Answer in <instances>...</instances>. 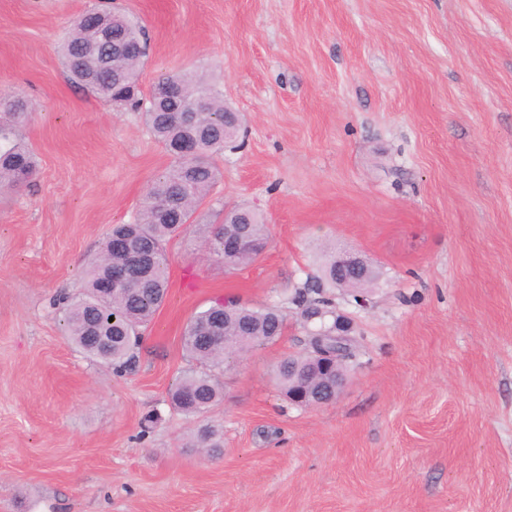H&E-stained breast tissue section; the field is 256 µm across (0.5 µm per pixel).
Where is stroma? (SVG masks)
<instances>
[{
    "label": "stroma",
    "mask_w": 512,
    "mask_h": 512,
    "mask_svg": "<svg viewBox=\"0 0 512 512\" xmlns=\"http://www.w3.org/2000/svg\"><path fill=\"white\" fill-rule=\"evenodd\" d=\"M90 9L144 27L141 92L216 78L244 130L199 212L269 229L235 270L202 234L171 239L121 376L53 301L171 159L141 113L65 81L57 45ZM0 90L38 105L37 173L0 194V512H512V0H0ZM332 246L378 275L366 307L333 292L361 356L335 401L295 406L274 380L307 350L290 298ZM225 300L287 324L226 368L208 456L168 391L186 322Z\"/></svg>",
    "instance_id": "1"
}]
</instances>
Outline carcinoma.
<instances>
[{
    "label": "carcinoma",
    "instance_id": "1",
    "mask_svg": "<svg viewBox=\"0 0 512 512\" xmlns=\"http://www.w3.org/2000/svg\"><path fill=\"white\" fill-rule=\"evenodd\" d=\"M114 35L147 45L141 26L122 13L96 10L73 17L59 45L64 78L100 99L144 113L150 134L173 159V164L142 199L134 220L112 225L98 256L86 269L82 289L64 299L63 310L71 342L93 359L112 366L115 374L122 375L135 367L139 328L153 320L167 299L166 243L194 227L208 234L212 249L224 259L225 266L239 267L258 256V247L267 243V227L257 211L232 208L229 220L242 222L245 233L242 244L227 252L224 250V224L197 222L198 208L221 177L216 158L224 148L236 142L241 115L228 111L223 91L203 73L164 75L156 79L148 94H140L137 85L144 56L113 58ZM200 94L204 95L203 111L183 119L179 109ZM0 110L9 114V119L0 125V192H3L28 183L35 174L36 160L33 151L18 140V129L31 111L29 100L0 92ZM187 141L196 144V152L190 158L179 153ZM162 201L170 204L166 212L159 209ZM133 252L146 257L137 277L125 288L103 291L112 281V268L127 266ZM375 280L374 269H369L363 277L336 268L330 257L317 274L296 289L291 304L303 317L325 314L334 307L327 289L356 291ZM215 319L224 336L221 344L204 339L208 326ZM285 322V315L276 307L226 308L222 303L191 317L181 341L195 366L185 370L170 390L172 408L199 418L220 406L224 401V388L217 373L224 370L226 357L276 341L284 332ZM91 334L110 336L112 344L95 348L87 340ZM276 383L285 395L296 384V379L288 377L286 359L277 369ZM192 447L220 452L224 447L221 426L209 422L199 426Z\"/></svg>",
    "mask_w": 512,
    "mask_h": 512
}]
</instances>
